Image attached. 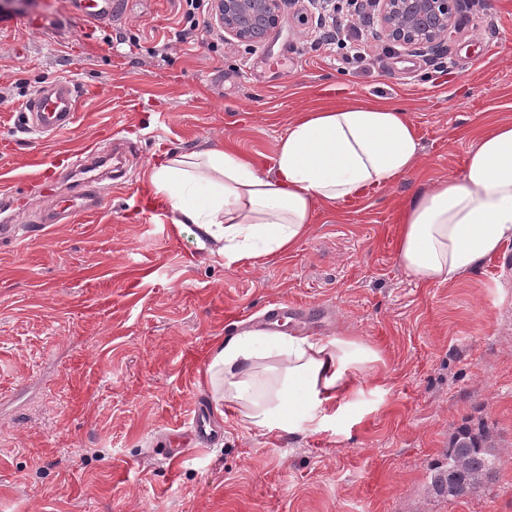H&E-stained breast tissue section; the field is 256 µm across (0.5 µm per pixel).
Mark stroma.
<instances>
[{
    "label": "stroma",
    "mask_w": 512,
    "mask_h": 512,
    "mask_svg": "<svg viewBox=\"0 0 512 512\" xmlns=\"http://www.w3.org/2000/svg\"><path fill=\"white\" fill-rule=\"evenodd\" d=\"M184 0H125L95 25L67 0L0 15V179L6 208L36 238L0 246V512H512V242L453 282L420 285L397 260L403 204L461 178L484 130L512 123V0H461L448 46L388 48L363 26L367 59L319 44L316 20L286 10L264 45H230L213 16L195 43L173 39ZM172 45L155 54L162 40ZM78 90L77 119L54 136L20 132L25 100L53 80ZM399 105L415 125L413 170L379 192L318 207L292 250L226 266L196 229H179L144 177L172 153L220 143L275 165L301 113L357 99ZM115 150L120 184L92 214L54 224L72 175L28 182L31 157ZM320 305L325 317L282 332L354 338L379 359L358 403L315 433L243 425L212 412L216 443L168 465L166 431L211 400L205 367L226 319L261 329L269 301ZM83 359L97 379L74 392ZM497 436L494 479L455 500L430 476L463 419Z\"/></svg>",
    "instance_id": "35a3bbf8"
}]
</instances>
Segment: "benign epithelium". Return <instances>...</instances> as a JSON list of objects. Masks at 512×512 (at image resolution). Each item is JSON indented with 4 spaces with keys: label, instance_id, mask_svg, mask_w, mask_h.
Instances as JSON below:
<instances>
[{
    "label": "benign epithelium",
    "instance_id": "obj_1",
    "mask_svg": "<svg viewBox=\"0 0 512 512\" xmlns=\"http://www.w3.org/2000/svg\"><path fill=\"white\" fill-rule=\"evenodd\" d=\"M315 0H214L225 40L259 45L279 26L285 3ZM377 11L380 36L393 46L426 53L457 33L458 0H369Z\"/></svg>",
    "mask_w": 512,
    "mask_h": 512
}]
</instances>
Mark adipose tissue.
<instances>
[{
	"mask_svg": "<svg viewBox=\"0 0 512 512\" xmlns=\"http://www.w3.org/2000/svg\"><path fill=\"white\" fill-rule=\"evenodd\" d=\"M415 126L392 104L357 100L306 113L282 137L272 171L221 145L171 155L149 168L178 226L219 243L226 264L292 249L313 211L377 191L414 168ZM512 241V123L484 133L461 178L414 194L401 214L398 260L418 282L475 270ZM377 353L356 339L244 331L211 351L215 402L269 432H317L363 393L359 375Z\"/></svg>",
	"mask_w": 512,
	"mask_h": 512,
	"instance_id": "adipose-tissue-1",
	"label": "adipose tissue"
}]
</instances>
